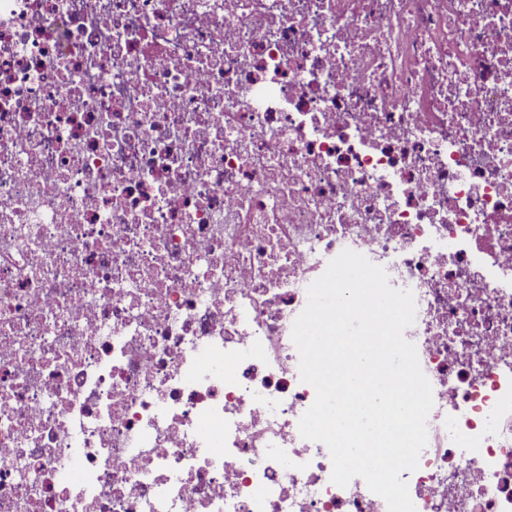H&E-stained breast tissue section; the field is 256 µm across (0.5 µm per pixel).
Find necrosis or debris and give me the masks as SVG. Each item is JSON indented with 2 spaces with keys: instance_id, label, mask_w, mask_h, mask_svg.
Instances as JSON below:
<instances>
[{
  "instance_id": "4bbe7bcc",
  "label": "necrosis or debris",
  "mask_w": 512,
  "mask_h": 512,
  "mask_svg": "<svg viewBox=\"0 0 512 512\" xmlns=\"http://www.w3.org/2000/svg\"><path fill=\"white\" fill-rule=\"evenodd\" d=\"M346 249L416 512H512V0H0V512H388L299 431Z\"/></svg>"
}]
</instances>
